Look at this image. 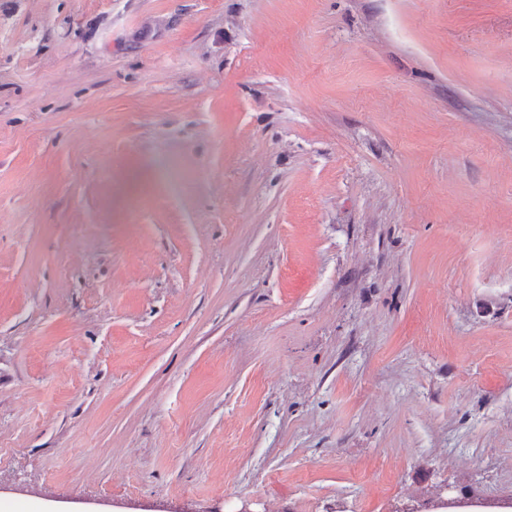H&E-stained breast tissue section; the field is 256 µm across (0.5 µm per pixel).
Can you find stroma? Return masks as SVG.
Masks as SVG:
<instances>
[{
  "label": "stroma",
  "instance_id": "35a3bbf8",
  "mask_svg": "<svg viewBox=\"0 0 512 512\" xmlns=\"http://www.w3.org/2000/svg\"><path fill=\"white\" fill-rule=\"evenodd\" d=\"M512 502V0H0V498Z\"/></svg>",
  "mask_w": 512,
  "mask_h": 512
}]
</instances>
